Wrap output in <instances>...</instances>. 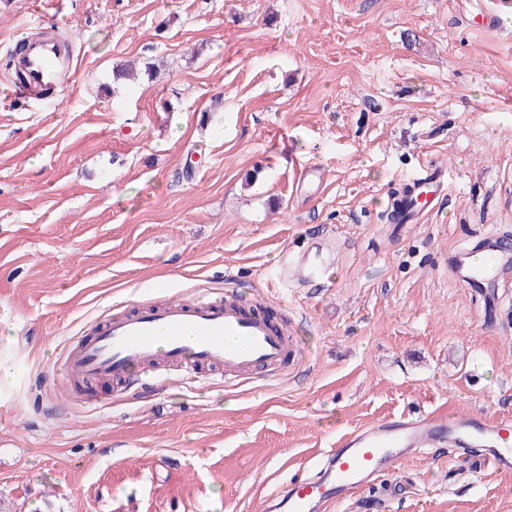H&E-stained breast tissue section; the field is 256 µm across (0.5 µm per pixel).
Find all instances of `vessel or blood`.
Masks as SVG:
<instances>
[{
	"mask_svg": "<svg viewBox=\"0 0 512 512\" xmlns=\"http://www.w3.org/2000/svg\"><path fill=\"white\" fill-rule=\"evenodd\" d=\"M55 46L34 41L13 64L27 75L22 94L55 84ZM442 182L439 169L425 165L410 196L395 216L398 222H421L437 205ZM304 280L323 279L329 262L321 248L311 247L291 265ZM455 280L470 290L489 291L499 306L501 289L512 287V244L496 233L472 238L448 255ZM284 327L242 306L232 294L202 297L192 303L151 302L129 315L98 321L67 355L68 369L86 378L118 380L140 365L157 371L171 366L194 369L219 365L230 379L248 377L261 367L277 370L288 360ZM448 445L481 447L482 457L502 473H512V419L471 415L444 418L431 413L382 420L344 434L319 469L301 477L276 497L265 499L267 512H325L369 482L388 472L393 463L420 449Z\"/></svg>",
	"mask_w": 512,
	"mask_h": 512,
	"instance_id": "obj_1",
	"label": "vessel or blood"
}]
</instances>
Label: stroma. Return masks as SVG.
I'll list each match as a JSON object with an SVG mask.
<instances>
[{
    "label": "stroma",
    "mask_w": 512,
    "mask_h": 512,
    "mask_svg": "<svg viewBox=\"0 0 512 512\" xmlns=\"http://www.w3.org/2000/svg\"><path fill=\"white\" fill-rule=\"evenodd\" d=\"M471 0H0V499L12 512H262L347 431L409 413L512 417V301L448 255L512 239V10ZM65 41L52 99L17 41ZM134 62L135 80L113 70ZM439 208L395 224L426 163ZM321 244L333 285L282 278ZM265 299L296 355L79 387L95 318L159 295ZM333 512H512L477 451L393 464Z\"/></svg>",
    "instance_id": "obj_1"
}]
</instances>
